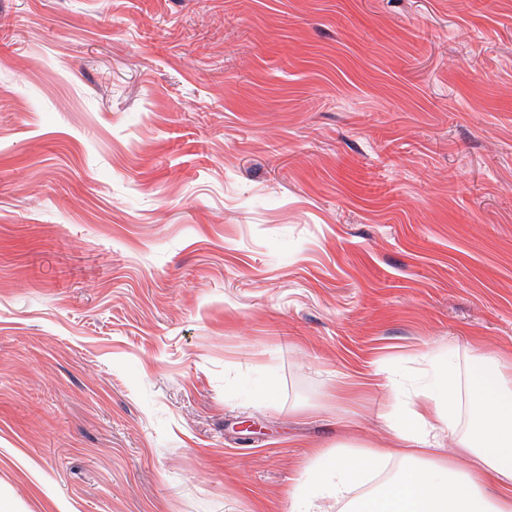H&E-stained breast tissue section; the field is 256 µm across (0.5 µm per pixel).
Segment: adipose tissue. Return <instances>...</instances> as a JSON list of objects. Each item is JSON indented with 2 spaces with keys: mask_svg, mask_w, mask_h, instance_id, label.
<instances>
[{
  "mask_svg": "<svg viewBox=\"0 0 512 512\" xmlns=\"http://www.w3.org/2000/svg\"><path fill=\"white\" fill-rule=\"evenodd\" d=\"M512 356L495 352L460 378L453 351L430 356L425 382L399 401L391 448L314 449V460L291 494V512H322L328 501H348L350 512H512ZM472 415L458 433L461 403ZM457 449L442 453L439 429ZM393 458L409 465L369 496L351 494Z\"/></svg>",
  "mask_w": 512,
  "mask_h": 512,
  "instance_id": "obj_1",
  "label": "adipose tissue"
}]
</instances>
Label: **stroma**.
<instances>
[{
	"label": "stroma",
	"mask_w": 512,
	"mask_h": 512,
	"mask_svg": "<svg viewBox=\"0 0 512 512\" xmlns=\"http://www.w3.org/2000/svg\"><path fill=\"white\" fill-rule=\"evenodd\" d=\"M451 345L512 349V0H0V512H290Z\"/></svg>",
	"instance_id": "35a3bbf8"
}]
</instances>
